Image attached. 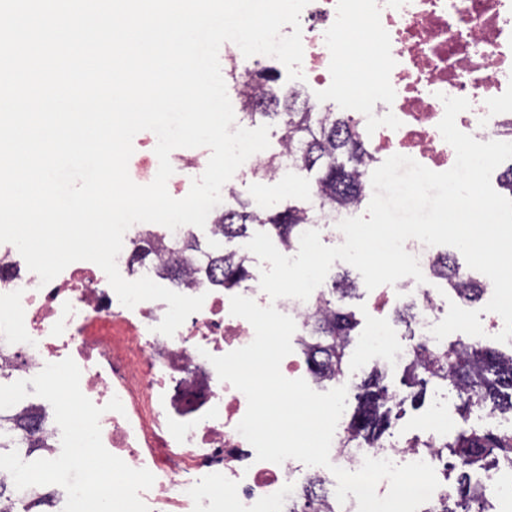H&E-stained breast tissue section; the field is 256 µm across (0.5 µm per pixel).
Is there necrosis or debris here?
Instances as JSON below:
<instances>
[{
    "label": "necrosis or debris",
    "instance_id": "obj_1",
    "mask_svg": "<svg viewBox=\"0 0 512 512\" xmlns=\"http://www.w3.org/2000/svg\"><path fill=\"white\" fill-rule=\"evenodd\" d=\"M361 20L372 36L368 60L380 90L356 95L348 118L359 131L371 133L375 164L401 154L435 172L450 169L456 154L438 129L446 96L470 102L456 118L462 132L482 142L512 132V0H310L300 15L309 82L339 83L340 46ZM208 157L203 147L171 152L174 172L167 190L173 198L189 193ZM192 231L189 225L174 230L132 225L117 257L127 280L146 276L184 295H204L201 310L171 337L156 330L167 303L124 306L95 263L74 262L44 285L38 274L20 265L14 245L0 243V367L31 378L46 364L72 358L81 370L83 394L103 409L104 447L130 467L154 475L153 486L140 493L150 512H293L316 467L295 459L280 464L257 460L237 430L247 399L219 379L210 359L247 346L255 336L246 319L230 312L236 295L290 316L298 351L317 345L309 323L322 292L314 290L304 301L271 300L254 264L239 287L224 290L200 274L188 283L169 282L158 257L132 263L133 243L142 234L153 233L165 242ZM405 249L417 257L425 280L402 279L380 289L372 299L380 317L362 338L372 352L383 354L390 371L407 368L415 357L403 347L391 315L412 307L410 331L432 349L438 342L431 329L446 316L449 304L469 306L435 275L434 247L410 239ZM114 397L122 412L107 410ZM456 424L443 391L422 434L404 444L368 446L352 438L343 417L330 453L335 466L349 471L358 470L367 457L398 465L425 461L439 480L432 495L437 501L452 490L442 443ZM469 479L496 504V512H512V463L473 466Z\"/></svg>",
    "mask_w": 512,
    "mask_h": 512
}]
</instances>
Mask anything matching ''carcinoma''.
I'll return each instance as SVG.
<instances>
[{"instance_id":"1","label":"carcinoma","mask_w":512,"mask_h":512,"mask_svg":"<svg viewBox=\"0 0 512 512\" xmlns=\"http://www.w3.org/2000/svg\"><path fill=\"white\" fill-rule=\"evenodd\" d=\"M253 87L262 90L266 102L265 116L278 120L284 129L288 150L293 153L298 170L318 169L312 195L323 202L346 206L360 201L364 192L361 166L368 149L359 133L346 117L335 112H315L299 94L290 92L278 96L266 86L275 82L267 68L254 71L249 77ZM306 206L288 205L281 210H261L248 201L224 212L217 233L225 241H243L249 237V225L259 224L272 230L283 243L291 245L298 227L307 220ZM199 243L196 238H182L172 244L168 264L178 277L188 261L197 259ZM202 272L218 288H235L248 276L247 257L236 250L220 246L206 254ZM329 310L315 319L311 332L322 337V343L311 350L309 360L312 374L318 378L343 373L346 349L353 341L357 321L353 314L325 297ZM417 360L405 371V382L418 388L411 395L416 402L422 399L426 378L453 382L460 400L459 411L466 419L473 408L485 406L494 411L512 410V355L505 357L476 343L457 342L437 352L424 345L416 347ZM357 405L349 427L365 437L369 445L379 443L392 425L393 402L396 394L384 383L382 372L375 370L357 385ZM40 427L23 413L0 410V450L15 449L31 453L45 447L38 436ZM447 447L457 458L461 473L456 495L440 504L436 512H487L484 493L469 485L465 471L476 462L492 463L512 458V435L460 428L448 441ZM0 512H31L25 496L1 500Z\"/></svg>"}]
</instances>
